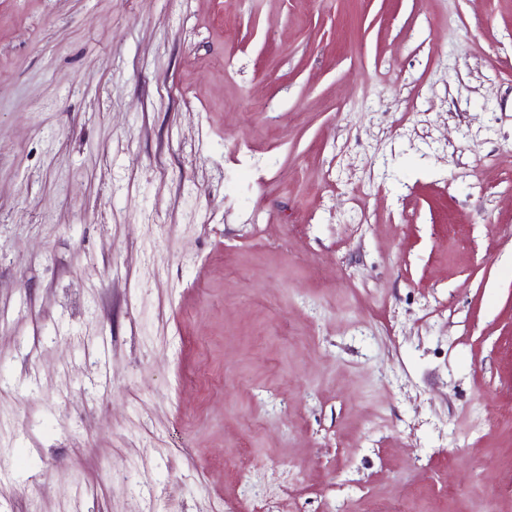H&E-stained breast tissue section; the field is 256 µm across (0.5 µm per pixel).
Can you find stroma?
I'll return each instance as SVG.
<instances>
[{
  "label": "stroma",
  "instance_id": "stroma-1",
  "mask_svg": "<svg viewBox=\"0 0 512 512\" xmlns=\"http://www.w3.org/2000/svg\"><path fill=\"white\" fill-rule=\"evenodd\" d=\"M512 0H0V512H512Z\"/></svg>",
  "mask_w": 512,
  "mask_h": 512
}]
</instances>
